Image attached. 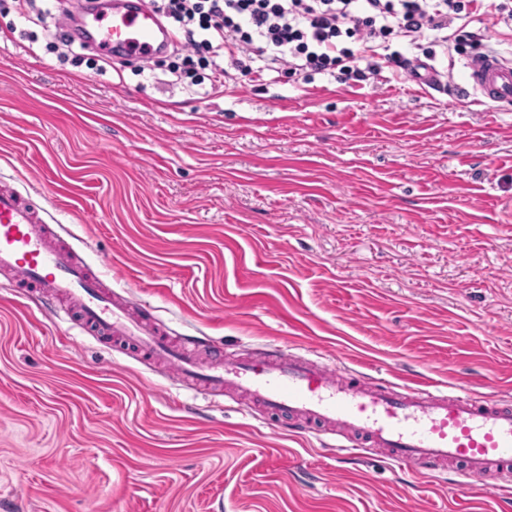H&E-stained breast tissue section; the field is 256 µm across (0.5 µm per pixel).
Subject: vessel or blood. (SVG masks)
I'll use <instances>...</instances> for the list:
<instances>
[{
    "label": "vessel or blood",
    "instance_id": "1",
    "mask_svg": "<svg viewBox=\"0 0 512 512\" xmlns=\"http://www.w3.org/2000/svg\"><path fill=\"white\" fill-rule=\"evenodd\" d=\"M63 35L113 61L147 62L176 45L150 0H101ZM465 94L512 111V58L476 53L465 62ZM10 181L0 179V271L16 291H35L42 307L67 297L82 323L121 336L166 362L177 375L214 389H240L266 411L334 436L337 451L365 457L382 451L416 473L454 471L463 487L512 486V404L461 388L398 386L302 354L257 361L218 351L201 360L193 337L175 342L135 316L127 301L69 251Z\"/></svg>",
    "mask_w": 512,
    "mask_h": 512
}]
</instances>
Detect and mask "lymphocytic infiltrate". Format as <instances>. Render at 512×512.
Segmentation results:
<instances>
[{
	"mask_svg": "<svg viewBox=\"0 0 512 512\" xmlns=\"http://www.w3.org/2000/svg\"><path fill=\"white\" fill-rule=\"evenodd\" d=\"M154 8L198 53L173 66L178 80L220 88L236 77H261L263 71L310 79L336 74L360 82L381 66L406 70L412 46L431 60L460 42L479 46L477 32L465 30V16L493 8L504 24L512 23L507 0H151ZM228 55L234 70L213 64ZM209 76H202V69Z\"/></svg>",
	"mask_w": 512,
	"mask_h": 512,
	"instance_id": "1",
	"label": "lymphocytic infiltrate"
}]
</instances>
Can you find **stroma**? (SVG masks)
<instances>
[{
  "label": "stroma",
  "mask_w": 512,
  "mask_h": 512,
  "mask_svg": "<svg viewBox=\"0 0 512 512\" xmlns=\"http://www.w3.org/2000/svg\"><path fill=\"white\" fill-rule=\"evenodd\" d=\"M440 90L274 72L187 86L66 47L0 0V178L162 335L323 354L403 385L512 400V112ZM234 395L100 350L0 277V500L14 512H512L339 454Z\"/></svg>",
  "instance_id": "1"
}]
</instances>
